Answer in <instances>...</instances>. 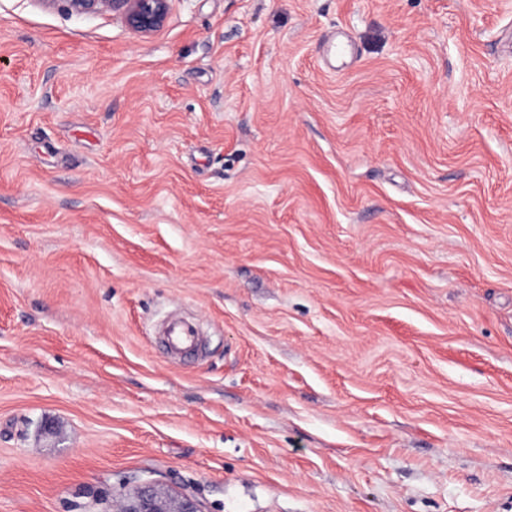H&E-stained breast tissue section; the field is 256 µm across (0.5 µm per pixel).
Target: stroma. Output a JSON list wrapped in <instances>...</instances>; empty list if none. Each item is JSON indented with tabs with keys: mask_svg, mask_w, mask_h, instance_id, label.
<instances>
[{
	"mask_svg": "<svg viewBox=\"0 0 512 512\" xmlns=\"http://www.w3.org/2000/svg\"><path fill=\"white\" fill-rule=\"evenodd\" d=\"M509 27L0 0V512H512ZM79 15L121 11L126 23L137 33L150 35L165 23L171 0H66ZM195 326L190 323L174 324L167 333V344L173 353L195 344L197 342ZM122 512H203L199 500L186 493H170L153 480L139 482L124 501Z\"/></svg>",
	"mask_w": 512,
	"mask_h": 512,
	"instance_id": "1",
	"label": "stroma"
}]
</instances>
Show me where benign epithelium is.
<instances>
[{
	"mask_svg": "<svg viewBox=\"0 0 512 512\" xmlns=\"http://www.w3.org/2000/svg\"><path fill=\"white\" fill-rule=\"evenodd\" d=\"M79 15L120 11L126 23L150 35L165 23L171 0H66ZM122 512H203L199 500L186 493H170L153 480L139 482L124 501Z\"/></svg>",
	"mask_w": 512,
	"mask_h": 512,
	"instance_id": "1",
	"label": "benign epithelium"
}]
</instances>
